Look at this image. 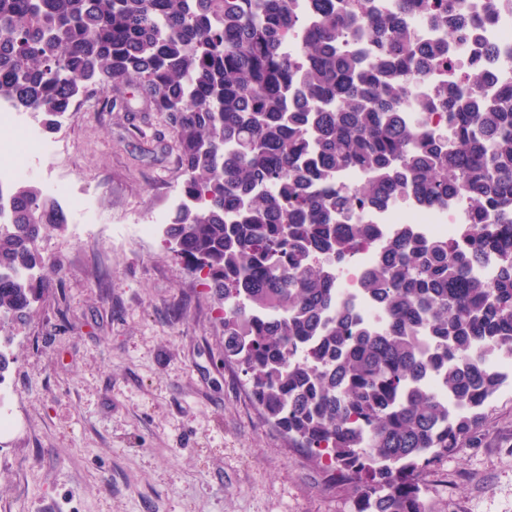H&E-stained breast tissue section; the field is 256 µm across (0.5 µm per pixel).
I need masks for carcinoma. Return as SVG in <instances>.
I'll return each instance as SVG.
<instances>
[{"label": "carcinoma", "instance_id": "carcinoma-1", "mask_svg": "<svg viewBox=\"0 0 512 512\" xmlns=\"http://www.w3.org/2000/svg\"><path fill=\"white\" fill-rule=\"evenodd\" d=\"M296 0H0V101L54 129L81 96L138 87L174 134L186 178L164 225L174 258L204 272L221 305L224 361L247 377L264 419L354 499V512H428V467L461 447L500 389L487 360L512 352V90L436 108L446 132L404 113L415 67L447 59L372 0H315L300 35ZM450 26L456 0H400ZM301 39V58L284 46ZM368 39L373 56L341 53ZM368 181L333 187L342 171ZM466 193L458 240L406 233L384 245L364 326L336 305V264L370 236L356 205L399 194L444 204ZM0 332L24 323L62 269L38 250L63 230L53 199L27 181L0 193ZM495 254L488 282L474 275ZM432 345L421 356L418 335ZM435 374L462 411L422 384Z\"/></svg>", "mask_w": 512, "mask_h": 512}]
</instances>
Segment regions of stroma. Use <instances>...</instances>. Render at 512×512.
Masks as SVG:
<instances>
[{
  "label": "stroma",
  "mask_w": 512,
  "mask_h": 512,
  "mask_svg": "<svg viewBox=\"0 0 512 512\" xmlns=\"http://www.w3.org/2000/svg\"><path fill=\"white\" fill-rule=\"evenodd\" d=\"M78 102L30 181L69 174L63 268L14 335L4 385L23 426L0 438V512H350L323 462L291 448L224 362L214 292L134 219L170 214L183 173L161 113ZM429 512H512V371L470 442L426 477Z\"/></svg>",
  "instance_id": "stroma-1"
}]
</instances>
